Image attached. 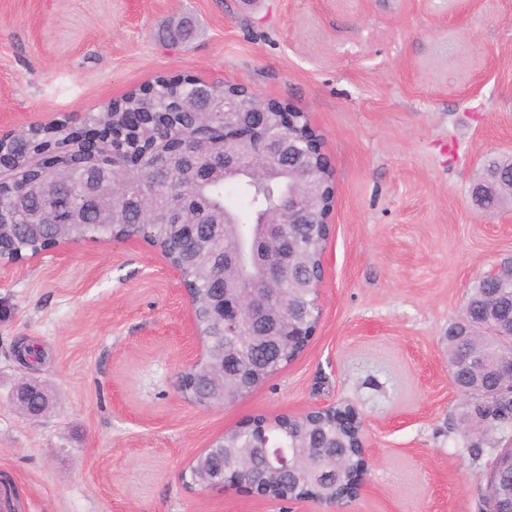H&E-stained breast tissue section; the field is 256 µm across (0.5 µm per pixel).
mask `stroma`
Wrapping results in <instances>:
<instances>
[{"instance_id": "1", "label": "stroma", "mask_w": 512, "mask_h": 512, "mask_svg": "<svg viewBox=\"0 0 512 512\" xmlns=\"http://www.w3.org/2000/svg\"><path fill=\"white\" fill-rule=\"evenodd\" d=\"M178 75L245 84L321 135L322 319L263 385L202 407L178 388L199 344L157 249L82 241L0 271V474L19 512H477L445 336L512 257V212L470 194L512 153V0H0V134ZM23 343L39 363L17 361ZM23 380L48 394L41 417L16 409ZM327 404L362 422L346 504L183 484L224 432Z\"/></svg>"}]
</instances>
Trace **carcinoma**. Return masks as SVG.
<instances>
[{"label":"carcinoma","instance_id":"obj_1","mask_svg":"<svg viewBox=\"0 0 512 512\" xmlns=\"http://www.w3.org/2000/svg\"><path fill=\"white\" fill-rule=\"evenodd\" d=\"M238 91L216 86V114L202 119L197 109L189 107L181 92H164L151 103L131 91L108 106L105 112L90 113L87 120L125 134V144L102 142L95 154H87L70 138L66 123L52 129H31L23 149L27 156L41 157L48 148L60 156L63 164L72 165L79 174L94 171L103 156L112 158L116 189L112 198V223H97L95 213L87 215V223L67 231L75 240L101 241L126 236L134 230L173 248V259L187 270L194 298V318L198 338L207 347L202 360L191 366L184 377L182 394L193 403L208 407L224 402L233 404L247 394L240 388L239 378L249 377L250 389L261 386L282 366L294 361L304 350L302 342L286 336L270 357L247 348L241 358L225 363L224 322L212 305L216 279L239 288L267 289L281 300L287 323L311 332L317 325L318 311L313 304L315 295L309 285L318 270L328 240L325 224L285 223L288 193L303 192L298 184L288 182V174L272 167L256 165L231 172L215 162L214 174L199 184L186 182L180 172H155L142 168L130 177L126 169L133 162L130 155L141 143L158 139L157 127L165 135L187 144H196L199 154L209 157L206 145L194 142L195 133L224 135V98H234ZM133 111H150L158 121L149 122L139 130L127 126V115ZM497 182L493 193L483 194L479 206L493 212L507 206L512 197V155L490 158L481 179ZM140 191L151 193L156 212L143 217L129 200ZM78 183L62 180L55 183L44 198L32 200V205L44 210L47 223L37 236L29 233L24 214L11 211L9 186L0 187V244L4 256H27L43 250L55 239L59 225L54 214L79 201ZM288 234L297 243L295 259L300 264L298 281L293 284L263 280L252 262L250 246L262 235L268 253L278 254L280 239ZM512 314V268H506L491 281L476 280L463 307L460 318L448 329V365L453 381L460 391L476 390V400L468 407L467 419L472 422L471 442L467 450L472 461L484 456V449L504 442V431L512 429V395L498 389L494 367L512 357V344L493 336L496 319ZM266 434L275 446L298 448V465L288 473L286 483L267 479L270 467L263 457L249 459L247 448L252 435L244 429L224 433L199 454L185 471L184 482L190 489L208 480L219 485L226 481V467L240 466L241 475L253 479L257 489L270 498L284 495L290 499L310 496L325 504H333L341 496L354 494L351 476L365 465V460L353 452L357 432L338 425L332 417L320 412L282 416L266 426ZM512 497V469L491 472L478 488V512H499L500 499Z\"/></svg>","mask_w":512,"mask_h":512}]
</instances>
